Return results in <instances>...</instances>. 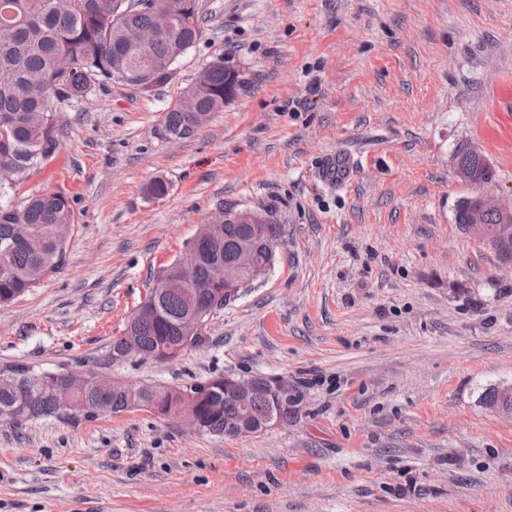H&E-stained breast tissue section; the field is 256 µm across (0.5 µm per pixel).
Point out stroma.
I'll list each match as a JSON object with an SVG mask.
<instances>
[{"label": "stroma", "instance_id": "35a3bbf8", "mask_svg": "<svg viewBox=\"0 0 512 512\" xmlns=\"http://www.w3.org/2000/svg\"><path fill=\"white\" fill-rule=\"evenodd\" d=\"M203 33L165 86L108 82L61 105L58 151L21 194L61 192L62 269L0 309V365L79 373L121 336L161 268L225 204L271 212L274 267L177 360L115 374L183 388L287 380L293 419L218 436L138 409L0 421V512H512V272L463 232L477 189L457 146L512 199V0H199ZM245 88L189 137L161 129L217 58ZM354 157L346 187L317 169ZM164 179L156 200L148 184ZM479 152L471 148L469 145L463 144L456 149L453 157L457 158L462 165L475 169L478 175L481 176L483 179H495V169L491 166V164L488 161L485 165H482V160L484 159V157L482 153ZM483 404L491 410L500 409L502 414L512 415V393L501 391L499 385L486 388L482 393Z\"/></svg>", "mask_w": 512, "mask_h": 512}]
</instances>
